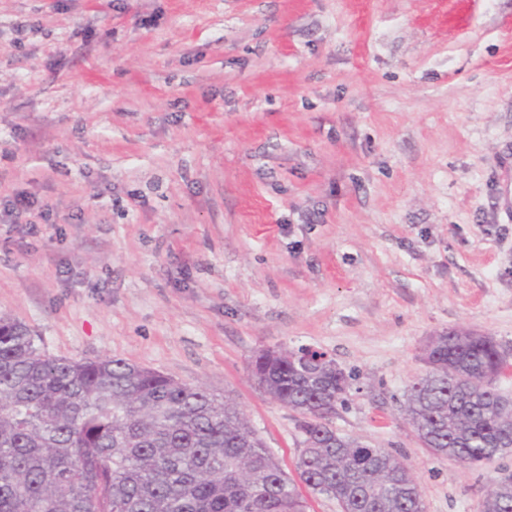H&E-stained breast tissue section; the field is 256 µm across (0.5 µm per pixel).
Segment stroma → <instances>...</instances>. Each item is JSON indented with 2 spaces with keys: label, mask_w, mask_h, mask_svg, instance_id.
<instances>
[{
  "label": "stroma",
  "mask_w": 512,
  "mask_h": 512,
  "mask_svg": "<svg viewBox=\"0 0 512 512\" xmlns=\"http://www.w3.org/2000/svg\"><path fill=\"white\" fill-rule=\"evenodd\" d=\"M0 317L232 399L293 472L250 370L351 375L336 430L478 512L503 463L422 447L431 336H491L512 392V0H0Z\"/></svg>",
  "instance_id": "obj_1"
}]
</instances>
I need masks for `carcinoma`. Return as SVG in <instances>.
Returning a JSON list of instances; mask_svg holds the SVG:
<instances>
[{
	"label": "carcinoma",
	"mask_w": 512,
	"mask_h": 512,
	"mask_svg": "<svg viewBox=\"0 0 512 512\" xmlns=\"http://www.w3.org/2000/svg\"><path fill=\"white\" fill-rule=\"evenodd\" d=\"M403 414L431 454L464 466L512 454V402L497 384L493 339L464 329L430 338ZM256 377L300 415L298 480L238 406L200 384L104 357H53L0 318V512H308L300 491L341 512H426L413 469L332 426L348 379L320 351L262 349ZM479 512H512V473Z\"/></svg>",
	"instance_id": "carcinoma-1"
}]
</instances>
